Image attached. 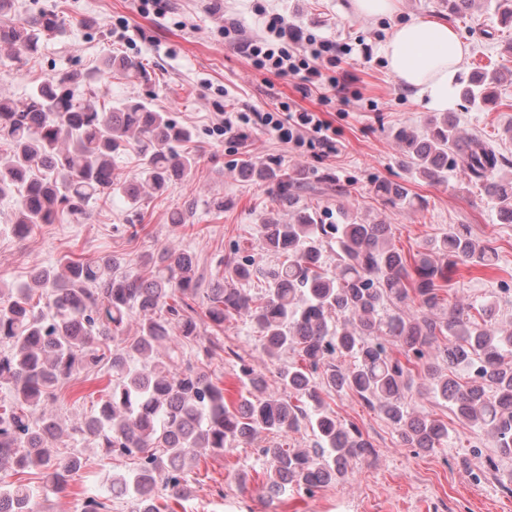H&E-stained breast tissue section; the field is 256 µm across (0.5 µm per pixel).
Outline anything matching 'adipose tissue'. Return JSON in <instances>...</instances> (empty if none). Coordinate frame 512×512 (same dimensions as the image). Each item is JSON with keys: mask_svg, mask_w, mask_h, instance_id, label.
<instances>
[{"mask_svg": "<svg viewBox=\"0 0 512 512\" xmlns=\"http://www.w3.org/2000/svg\"><path fill=\"white\" fill-rule=\"evenodd\" d=\"M382 53L390 73L430 109L453 106V88L470 46L448 24L425 18L394 24Z\"/></svg>", "mask_w": 512, "mask_h": 512, "instance_id": "1", "label": "adipose tissue"}]
</instances>
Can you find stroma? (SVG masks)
<instances>
[{"label": "stroma", "mask_w": 512, "mask_h": 512, "mask_svg": "<svg viewBox=\"0 0 512 512\" xmlns=\"http://www.w3.org/2000/svg\"><path fill=\"white\" fill-rule=\"evenodd\" d=\"M259 5L283 14L304 32L352 45V54L332 70L341 96L319 99L317 93L303 91L297 79L250 65L238 42L262 34L255 11ZM43 10L56 11L65 25L40 42L34 57L0 48V98L22 101L45 79L92 71L96 78L86 90L88 99L109 106L137 100L168 113L193 132L204 158L190 178L163 194L145 196L138 207L116 194L91 204L87 220L77 223L63 214L23 238L11 230L16 197L0 199V287L26 284L34 267L54 266L64 257L135 261L168 244L193 253L200 272L208 276L223 270L235 242L257 264L272 263V255L261 247L258 226L278 208L267 184L241 180L238 169L247 161L274 162L302 167L312 182L332 173L348 192L320 200L325 223L335 222L342 208L388 223L394 243L409 255L449 225H469L474 237L495 248L496 264L490 269L460 267L450 292L465 304L496 302L498 322H512V224L501 221L496 201L469 182L461 167L449 170L444 183L431 184L402 166L395 133L402 127L423 129L430 110L389 73L381 51L393 22L432 17L453 27L471 46L462 81L477 71L501 72L492 103L478 108L460 99L450 113L463 132L497 146L506 158L497 174L510 179L512 140L502 141L501 134L512 124V24L502 22L495 0H478L464 15L450 13L442 0H402L392 19L358 17L350 0H168L167 12L159 18L141 15L137 0H14L12 17L21 21ZM227 20L236 23L238 39L218 35ZM122 21L133 30L131 43L116 40ZM112 54L135 59L142 72L123 76L102 71V59ZM281 101L328 120L335 131V153L297 155L256 122L230 139L213 130L226 112H266ZM382 180L406 185L419 199V209L410 214L376 200L373 188ZM219 200L224 209L216 208ZM188 205L193 208L189 226L174 227L171 211ZM200 332L198 340L185 344L183 360L203 368L223 388L227 404L240 397L239 367L244 362L264 372L268 390L281 391L277 368L267 361L260 336L247 321L221 328L205 321ZM109 379L100 366L55 387L47 410L72 430L58 451L76 454L82 465L61 493L43 482L40 471L23 474L45 512H82L90 497L104 502L109 512L134 510L130 498L112 495L113 480L130 476L132 458L105 454L96 440L75 431L97 414ZM327 402L339 421L358 426L373 445V455L354 465L347 479L312 495L272 497L263 489L268 459L260 446L241 445L201 456L187 472L191 494L172 502L173 512H512V492L493 479L475 482L465 470L462 461L473 444H481L488 454L495 447L464 427L449 403L431 394L410 395L416 414L446 423L449 433L440 448L416 453L401 445L382 413L357 397L333 394ZM240 472L250 476L243 487L235 480Z\"/></svg>", "instance_id": "stroma-1"}]
</instances>
